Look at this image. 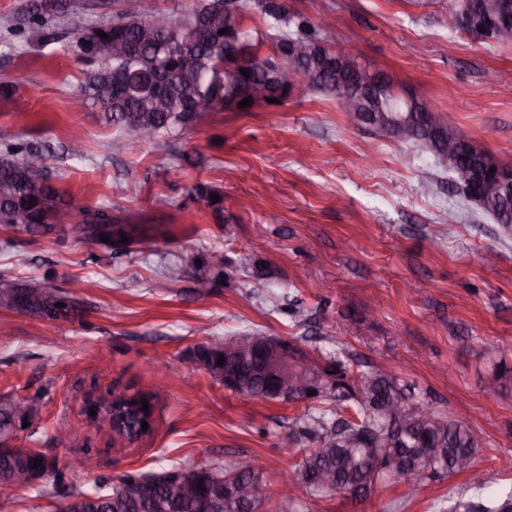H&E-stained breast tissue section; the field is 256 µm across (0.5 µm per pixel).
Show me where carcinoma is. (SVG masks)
I'll return each mask as SVG.
<instances>
[{
    "label": "carcinoma",
    "instance_id": "carcinoma-1",
    "mask_svg": "<svg viewBox=\"0 0 512 512\" xmlns=\"http://www.w3.org/2000/svg\"><path fill=\"white\" fill-rule=\"evenodd\" d=\"M257 5L270 26L277 32L276 54L291 60L292 48L297 43L306 45L311 57L303 60L312 76L311 88L326 95H334L337 78L345 77L352 68V58H342L336 65V51L323 42L320 34L301 16H290L276 0H197L189 14L193 26L183 25V19L171 18V26L157 41L146 40L143 32L153 19L151 14L135 15L119 10L112 21L98 27L108 35L106 41L123 40L133 48L128 56L99 57L82 44L78 37L63 50L89 62L92 69L85 74L77 96L78 107L96 112L101 120L122 134L140 137L145 128L150 140L186 125L188 116L196 113L200 100L209 103L208 111L221 112L229 101L241 102L253 96L260 85L270 97L281 100L288 97L283 72L266 68L259 58L263 42L261 33L245 28L244 20L251 5ZM225 29L227 33L219 34ZM247 70L250 76L241 74ZM356 97L364 98L371 107L385 112L419 111L418 102L407 108L403 97L395 94L389 77L368 92L365 88L350 87ZM6 157L0 160V224L38 236L58 223L57 216L64 211L57 201V193L48 183L45 157L29 144L5 146ZM492 158L471 142L461 147L455 165L439 166L464 182L468 173L480 177L489 171ZM215 189L198 184L188 193L203 201L211 209L214 220L224 223V201L212 202ZM489 205L480 207L497 223L512 226V201L504 204L497 195L487 197ZM73 213L82 216L83 233L80 237L101 247L108 256L124 255L130 246L149 240L142 224H123L120 236L128 238L125 247L116 250L112 242L101 241L108 227L115 224L112 208L107 206L81 207ZM52 287L51 278L17 283L0 276V305L13 310L53 320L68 319L81 311L79 302L59 289L49 296L45 289ZM212 377L221 380L224 366L217 365L221 352L211 346L198 348ZM509 348L495 341L487 344L486 355L492 363L495 394H512V364L508 363ZM241 395L261 400H273L268 382L250 369H243ZM398 397L403 401L405 418L393 421L385 413L387 403ZM148 402L143 410L142 401ZM319 401L323 408H312L290 428L293 441L303 448V455L292 472L306 492L319 498L325 494L359 490L366 496L379 482L399 478L418 483L434 475L453 476L474 467L479 442L465 424L453 421L436 410L413 401L398 380L381 371L360 376L336 388ZM15 405L11 400H0V433L14 427ZM99 413L98 423L119 434L130 431L119 426V418L136 415L140 429L132 435L137 441L153 432V425L141 427V420L149 419L155 410L154 396L142 391L134 394L120 392L112 397H98L85 402L84 413ZM423 410L436 419L433 424L421 419ZM42 465L33 468V460ZM36 470L37 482L31 488L45 491L50 483L54 495L65 501L60 512H260L271 499L263 471L253 465L238 470V462L217 464L215 469L195 468L192 477L202 484L191 497H177L171 492L169 472L131 473L112 487L110 493H83L78 491L66 474L69 467H59L58 460L33 448H0V484H10L18 477ZM228 476L232 481L251 487L254 497L242 501L231 491L213 489L212 471ZM508 512L512 497H506L490 506H477L458 498L448 501L449 512Z\"/></svg>",
    "mask_w": 512,
    "mask_h": 512
}]
</instances>
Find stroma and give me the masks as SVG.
<instances>
[{
	"instance_id": "1",
	"label": "stroma",
	"mask_w": 512,
	"mask_h": 512,
	"mask_svg": "<svg viewBox=\"0 0 512 512\" xmlns=\"http://www.w3.org/2000/svg\"><path fill=\"white\" fill-rule=\"evenodd\" d=\"M0 0V150L43 149L65 202L107 205L136 224L161 226L162 250L115 257L53 231L32 237L0 226V274L83 282L75 320L0 308V398L38 397L40 450L67 464L88 451L82 491H111L130 472L209 467L257 458L273 497L262 512H439L470 496L467 476L377 484L355 502L276 489L302 453L289 436L307 405L225 389L191 355L257 330L341 351L350 376L381 370L415 400L466 423L480 446L488 493H512V397L487 396L490 340L512 345V228L466 199L420 146L356 124L333 97L303 89L247 112L201 113L182 130L141 142L72 108L88 70L63 44L111 21L112 0ZM327 46L355 54L411 94L453 113L478 148L512 166V44L458 30L441 0H279ZM42 11L44 28L30 17ZM81 145L83 159L70 158ZM224 197V221L187 188ZM222 252V280L195 288L191 260ZM184 274L160 287L166 267ZM155 396L154 432L109 443L81 422L87 391L125 387Z\"/></svg>"
}]
</instances>
